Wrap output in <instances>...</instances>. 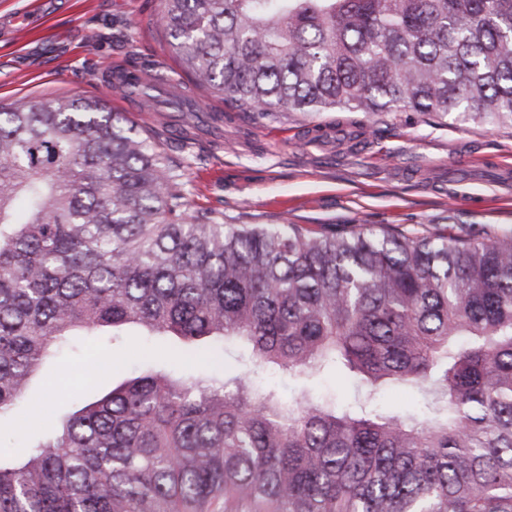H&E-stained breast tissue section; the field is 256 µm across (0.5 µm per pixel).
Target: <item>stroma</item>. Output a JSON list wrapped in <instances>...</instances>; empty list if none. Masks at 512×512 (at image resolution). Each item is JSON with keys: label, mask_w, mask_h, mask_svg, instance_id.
Segmentation results:
<instances>
[{"label": "stroma", "mask_w": 512, "mask_h": 512, "mask_svg": "<svg viewBox=\"0 0 512 512\" xmlns=\"http://www.w3.org/2000/svg\"><path fill=\"white\" fill-rule=\"evenodd\" d=\"M161 0H0V105L19 99H99L182 163L191 209L229 224L386 226L408 236L512 233V127L406 113L279 112L260 121L189 81L157 27ZM159 62L181 86L152 90L149 107L116 95L110 74ZM203 112L189 116L185 101ZM81 339L33 381L0 448L20 457L50 413L90 400L146 362L172 358L168 343L123 336L111 368L87 373Z\"/></svg>", "instance_id": "obj_1"}]
</instances>
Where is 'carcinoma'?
I'll list each match as a JSON object with an SVG mask.
<instances>
[{
	"label": "carcinoma",
	"instance_id": "obj_1",
	"mask_svg": "<svg viewBox=\"0 0 512 512\" xmlns=\"http://www.w3.org/2000/svg\"><path fill=\"white\" fill-rule=\"evenodd\" d=\"M198 86L263 119L512 126V0H162ZM129 326L243 371L152 367L0 451V512H512V235L226 224L98 100L0 106V417L73 337ZM334 368L355 405L285 400ZM402 386L423 417L385 415ZM190 363L194 368L202 371L203 373L222 370L226 373H234L240 370L234 353L226 352V354H224L219 350L210 352L203 359L193 358L190 360Z\"/></svg>",
	"mask_w": 512,
	"mask_h": 512
}]
</instances>
